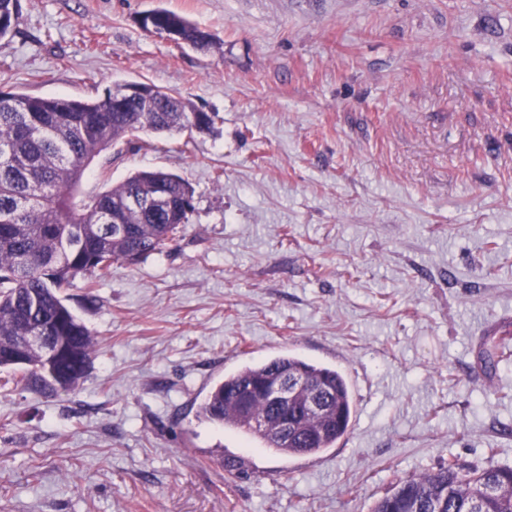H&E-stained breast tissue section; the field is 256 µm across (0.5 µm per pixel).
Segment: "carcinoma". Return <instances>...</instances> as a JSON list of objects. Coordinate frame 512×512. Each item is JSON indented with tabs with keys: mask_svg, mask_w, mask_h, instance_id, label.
<instances>
[{
	"mask_svg": "<svg viewBox=\"0 0 512 512\" xmlns=\"http://www.w3.org/2000/svg\"><path fill=\"white\" fill-rule=\"evenodd\" d=\"M146 32L175 31L206 50L212 37L187 18L152 11ZM21 22L20 0H0V39ZM201 113L176 91L150 85L148 96L112 107V98L68 99L7 93L0 97V368L23 369L24 385L42 391H70L85 378L96 352L88 327L65 304L61 290L78 276L87 287L112 275L114 265H134L160 254L190 223L194 191L181 176L140 171L112 188L82 197L79 187L90 162L120 139L140 131L185 132ZM211 129L216 115L201 114ZM161 194L171 202L132 211L125 233L112 232V211L131 196ZM39 331L68 351L47 363L26 348ZM281 368L302 371L332 390L336 423L325 433L285 449L250 427L236 408L234 390L249 379ZM353 396L337 370L290 353L246 365L214 385L200 414L224 428L239 430L264 448L314 455L333 447L349 430ZM371 512H512V466L465 470L450 460L434 472L410 475L375 501Z\"/></svg>",
	"mask_w": 512,
	"mask_h": 512,
	"instance_id": "1",
	"label": "carcinoma"
}]
</instances>
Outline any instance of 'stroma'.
<instances>
[{
	"label": "stroma",
	"mask_w": 512,
	"mask_h": 512,
	"mask_svg": "<svg viewBox=\"0 0 512 512\" xmlns=\"http://www.w3.org/2000/svg\"><path fill=\"white\" fill-rule=\"evenodd\" d=\"M20 5L0 90L143 81L217 120L89 164L82 194L160 169L195 212L165 252L66 289L97 344L76 389L0 386V512H370L451 457L512 465V0ZM158 8L213 45L144 32ZM285 353L354 399L309 466L199 414L225 374Z\"/></svg>",
	"instance_id": "35a3bbf8"
}]
</instances>
